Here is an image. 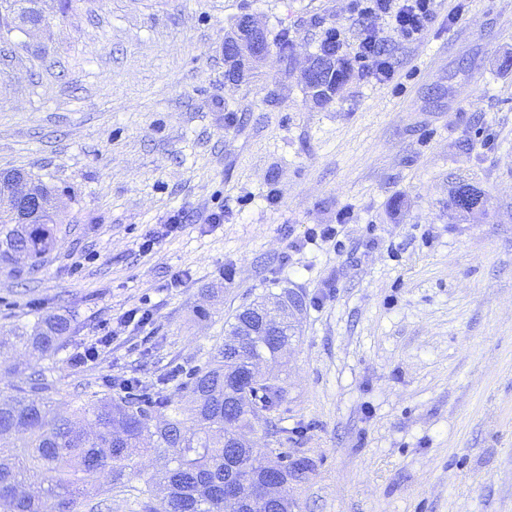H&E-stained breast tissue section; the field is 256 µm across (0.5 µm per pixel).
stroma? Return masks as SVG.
<instances>
[{"label":"stroma","instance_id":"35a3bbf8","mask_svg":"<svg viewBox=\"0 0 512 512\" xmlns=\"http://www.w3.org/2000/svg\"><path fill=\"white\" fill-rule=\"evenodd\" d=\"M351 4L49 0L38 31L0 41V171L61 208L44 267L0 273V333L36 312L75 327L54 358L1 356L0 397L15 363L76 406L126 379L172 394L240 307L292 289L285 396L253 431L309 466L292 512H512V0H435L413 42L381 20L393 78L314 104L300 71L326 28L356 42ZM246 15L292 48L231 83L224 40ZM461 184L477 213L449 205ZM326 225L338 244L310 242ZM135 307L151 321L71 364Z\"/></svg>","mask_w":512,"mask_h":512}]
</instances>
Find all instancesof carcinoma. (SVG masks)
<instances>
[{
	"label": "carcinoma",
	"mask_w": 512,
	"mask_h": 512,
	"mask_svg": "<svg viewBox=\"0 0 512 512\" xmlns=\"http://www.w3.org/2000/svg\"><path fill=\"white\" fill-rule=\"evenodd\" d=\"M0 29L40 24L46 0H5ZM315 59L335 67L326 81L329 103L350 78L346 54L321 46ZM27 192L49 202L52 190L25 174ZM17 186L0 181V270H14L19 258L39 269L57 242L55 221L44 209L30 224L15 223ZM245 314H236L225 329L226 341L212 362L181 383L176 394L159 401L100 398L76 408H64L50 398L45 370H33L23 386L0 401V512H44L48 500L56 512H102L101 496L129 488L134 459L152 456L161 468L137 489L142 512H153L147 498L154 488L165 492L164 512H225L234 499L241 512L291 509L288 481L282 480L280 500L263 489L269 472L282 467L295 479L308 466L302 459H267L259 448L248 447L251 418L275 409L283 397L277 380L264 382L233 397L241 419H224L228 394L224 384L240 376L253 359L273 358L292 342L298 319L287 317L277 336H248ZM73 333V317L49 313L16 324L12 336L0 339V353L21 346L53 356Z\"/></svg>",
	"instance_id": "obj_1"
}]
</instances>
